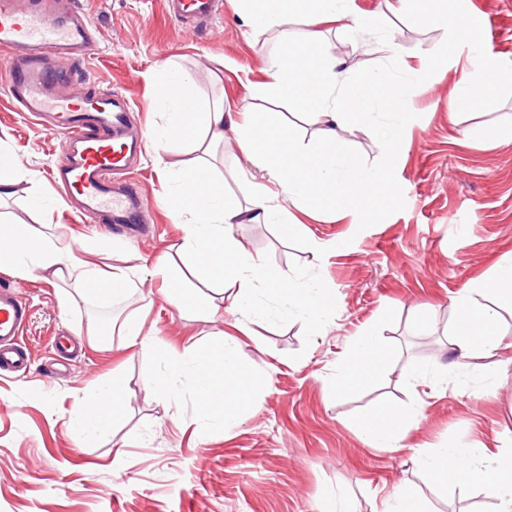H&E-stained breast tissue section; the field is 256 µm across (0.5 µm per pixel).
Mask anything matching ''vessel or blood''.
I'll use <instances>...</instances> for the list:
<instances>
[{
  "mask_svg": "<svg viewBox=\"0 0 512 512\" xmlns=\"http://www.w3.org/2000/svg\"><path fill=\"white\" fill-rule=\"evenodd\" d=\"M59 0H0V52L7 87L22 111L47 120L63 139V162L54 179L84 210L110 224L134 217L143 202L132 184L115 183L142 148L125 127L127 99L74 95L59 88L66 63L91 57L98 29L84 14L63 10ZM169 15L196 27L223 8L222 0H166ZM28 312L13 289H0V370L26 369L22 336Z\"/></svg>",
  "mask_w": 512,
  "mask_h": 512,
  "instance_id": "b4317fda",
  "label": "vessel or blood"
}]
</instances>
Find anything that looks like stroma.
<instances>
[{"label": "stroma", "instance_id": "1", "mask_svg": "<svg viewBox=\"0 0 512 512\" xmlns=\"http://www.w3.org/2000/svg\"><path fill=\"white\" fill-rule=\"evenodd\" d=\"M223 2V14L189 34L164 0H74L96 24L99 45L89 62L71 67L72 88L124 95L133 105L129 132L145 142L133 180L149 208L135 224L110 228L78 213L50 177L59 137L16 108L0 74V157L20 162L27 177L0 211L74 251L92 249L99 267H136L142 281L129 299L103 303L71 284L0 269V284L29 308L23 341L32 354L28 372L0 374V512H319L329 494L353 512H382L401 480L428 512H496L479 485L430 484L416 456L421 448L512 451V309L499 312L503 342L494 356L457 369L448 345L454 295L512 255V74L501 75L498 94L475 111H451L465 66L445 55L454 27H420L388 0H354L357 15H380L383 27L323 28L348 85L361 87L379 70L399 78L415 70L405 136L392 152L381 147L391 116L377 104L366 103L365 124L344 133V150L362 169L388 170L395 200L336 214L289 206L299 224L291 239L274 224L232 228L254 256L336 293L323 326L263 293L250 320L229 310L200 316L173 306L165 283L152 276L183 236L156 162L154 136L168 116L153 102L152 78L176 60L200 100L223 93L234 109L280 113L306 144L318 143L316 118L263 88L281 37L307 38L303 17L290 15L283 30H254L237 0ZM456 7L492 59L512 62V0H458ZM387 31L397 51L383 48ZM248 167L237 141L227 139L213 173L241 202L254 183L269 181L259 171L246 176ZM99 310L114 319L139 312L158 349L127 350L97 321ZM367 331L385 341L390 358L377 377L337 396L336 371ZM227 339L258 384L247 412L224 427L205 419L190 373L170 376L166 357ZM116 373L125 381L121 416L101 429L78 422L77 408L93 403ZM164 379L174 396L156 392ZM418 402L425 417L399 447L366 443L359 420L368 410Z\"/></svg>", "mask_w": 512, "mask_h": 512}]
</instances>
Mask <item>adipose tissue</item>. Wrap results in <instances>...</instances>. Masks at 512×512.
Instances as JSON below:
<instances>
[{"instance_id":"ef3b65f1","label":"adipose tissue","mask_w":512,"mask_h":512,"mask_svg":"<svg viewBox=\"0 0 512 512\" xmlns=\"http://www.w3.org/2000/svg\"><path fill=\"white\" fill-rule=\"evenodd\" d=\"M247 22L269 29L287 25L291 13H302L312 32L305 42L282 39L280 53L266 71L265 90L273 96L297 97L320 123L319 146L304 145L292 128L277 116L249 119L247 113L232 112L223 99L201 104L194 84L177 64L166 66L168 77L157 85V96L174 112L163 135L157 164L174 185L172 215L185 232L178 252L191 257L202 281L216 282L231 293V305L242 315L252 312L255 292L286 295L297 310L315 317L335 310L337 298L323 288H309L292 282L289 276L270 267L249 253L230 236L236 224H275L282 237L291 238L297 226L288 218L285 203L317 210L356 212L368 205L387 202L388 178L369 173L357 178L336 174V158L343 151L345 124H360L363 112L350 114L341 123L337 109L341 97L356 95L375 101L392 114L396 131H403L407 114L405 82L390 75H371L357 90L346 83L343 60L335 45L326 43L321 25L346 22L352 27H378L374 18L356 17L351 0H242ZM411 16L418 24L453 25L458 42L467 44L470 67L464 72L451 106L459 112L474 110L485 100L484 85L494 63L481 42L470 35L463 15L449 11L448 0H409ZM235 134L248 162L270 172L279 186L277 195L256 188L247 203L228 198L223 184L212 175L211 160L227 134ZM192 143L197 157L183 162L177 155L185 143ZM0 267L19 277H37L48 282L75 281L81 294L94 298H125L138 286L131 267L102 270L92 260L75 255L70 245L37 233L30 225L0 222ZM155 273L172 289L178 307L211 316L221 304L202 291L180 286L177 270L170 262L157 265ZM490 298L487 306L477 305V297ZM457 311L450 345L459 367L492 356L501 345L497 310L512 307V257L503 260L494 273L474 287L457 292L453 298ZM195 368L196 393L208 420L232 423L251 401L256 383L253 372L239 361L230 344L196 347L190 351ZM389 358V349L378 336L357 337L336 379L337 393L358 388L372 378ZM422 404L408 409L383 407L369 413L362 423L367 442L376 448H394L405 433L423 417ZM485 449L464 454L454 448H435L419 453L420 470L440 486L462 485L481 477L485 492L499 502V512H512V468L488 465ZM484 460L476 468V460Z\"/></svg>"}]
</instances>
